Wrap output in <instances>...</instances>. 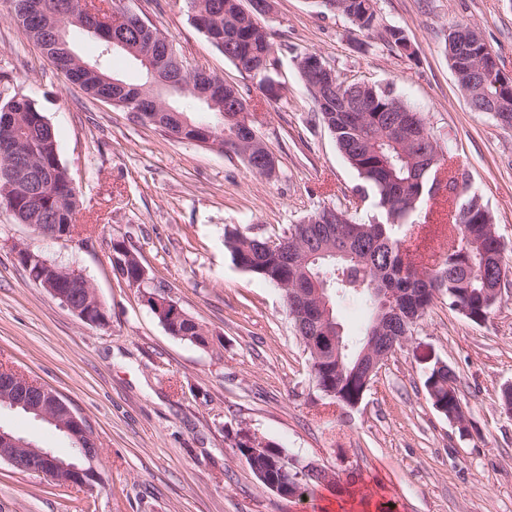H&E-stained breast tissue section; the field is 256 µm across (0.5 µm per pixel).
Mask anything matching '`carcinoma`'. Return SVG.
Masks as SVG:
<instances>
[{"instance_id":"1","label":"carcinoma","mask_w":512,"mask_h":512,"mask_svg":"<svg viewBox=\"0 0 512 512\" xmlns=\"http://www.w3.org/2000/svg\"><path fill=\"white\" fill-rule=\"evenodd\" d=\"M43 11H28L12 15L13 22L23 30L42 52L51 58L56 70L65 81L84 90L94 99L106 92V86L90 76L82 67L81 57H70L58 43L56 35L59 26L66 25V31L84 30L89 22L85 13V0H44ZM199 20L213 36L211 43L237 69L252 78H257L261 91H267L263 81L276 78L278 58L268 32L262 26L243 25L241 0H190ZM122 0H110L108 6L124 14L120 22L112 27L109 37L121 43L112 48L129 56L143 50L164 49L171 41L149 20L136 27L125 16ZM358 29L372 32L376 28L377 15L374 0H348V6L341 11ZM388 42L400 53L409 57V41L398 28L389 29ZM305 85L317 107L321 123L327 127L336 145L349 165L361 179L358 192L364 198L373 197L379 209V217L370 223H358L340 209L336 210V226L351 240L353 253L350 258H336L331 254L307 260V253L300 248L309 230L324 221V211L311 213L305 221L288 227L276 236L286 241L291 264L282 271L275 254L258 252L254 238L237 230L224 231V245L230 251L233 261L241 268L250 266L253 273L273 284L281 282L286 288L300 286L309 291L313 283H328L331 316H336V301L352 300L360 303L369 312L368 325H373L376 302L369 290V282L382 280L391 291L399 310L397 318L415 317L418 311L426 310L435 300L427 292L434 288L448 296V305L458 309L474 321L491 311L488 307L489 292L499 286V263L496 229L489 211L478 201H468L474 214L467 220L458 217L459 204L455 193L459 187L460 169L449 163L451 149L440 151L437 168L417 182L412 177L405 149L398 144L373 139L372 133L385 129L383 120L395 111L415 112V109L395 95L389 86L338 81L337 87L342 98L361 105L359 112H341L337 109L336 96H327L317 87L307 68L298 66ZM508 82L495 71L483 79L481 98L491 102L505 93ZM125 95L140 98L142 103L153 109L155 101L145 84L127 85ZM191 122L211 129L213 143L229 147L243 156L249 146H235L228 140L227 123L219 108L203 105L200 117ZM23 152L29 163L30 174L42 176L37 183L24 182L12 189L10 194L15 203V217L21 224H39L42 216L51 218L53 224H68L72 214L81 206L69 184L70 175L61 163L58 154L55 129L47 122L33 100L13 97L0 106V163L11 158L12 152ZM448 202V221L461 236L448 240L435 278H423L421 265L416 262L409 242L414 239L416 229L405 226L398 213L407 216L419 206L439 200ZM112 250L123 263L122 271L133 274L141 262L139 252L125 241L112 242ZM288 316L300 336H308L314 325L304 313L287 306ZM177 333L194 341L208 335L201 324L194 319L183 320ZM346 350L342 352L343 365L323 368L318 364L317 373L325 388L336 392L335 400L342 407L348 406L359 396H364L369 386L348 375L357 356L366 344V338L356 341L342 338ZM424 387L432 402L443 409V415L456 409L461 402L457 387V376L451 369H431L425 378Z\"/></svg>"}]
</instances>
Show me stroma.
<instances>
[{"label":"stroma","instance_id":"obj_1","mask_svg":"<svg viewBox=\"0 0 512 512\" xmlns=\"http://www.w3.org/2000/svg\"><path fill=\"white\" fill-rule=\"evenodd\" d=\"M124 2L152 19L189 69L247 94L277 174L259 177L234 153L173 138L66 84L0 0V104L15 96L37 104L82 201L80 234L57 240L0 205V367L70 401L100 446L89 485L57 488L0 461V512H512V416L499 405L512 384V126L469 106L444 51L450 28L470 25L512 75V0H374L370 36L314 0H273L261 23L287 86L276 103L195 27L188 0ZM392 27L413 56L388 44ZM309 51L340 78L392 86L413 104L451 147L508 249V284L487 318L471 321L446 297L434 300L354 408L330 407L281 291L224 246L225 229L274 236L328 206L359 222L375 213L372 200L358 199V175L298 73L297 57ZM116 239L139 251L146 288L115 277ZM22 246L84 274L107 323L83 322L36 284L18 258ZM157 290L203 325L209 347L165 330L143 298ZM439 362L458 375L468 435L424 388ZM0 426L43 448H69L16 410H0ZM243 429L287 457L338 470L340 490L278 496L238 456Z\"/></svg>","mask_w":512,"mask_h":512}]
</instances>
